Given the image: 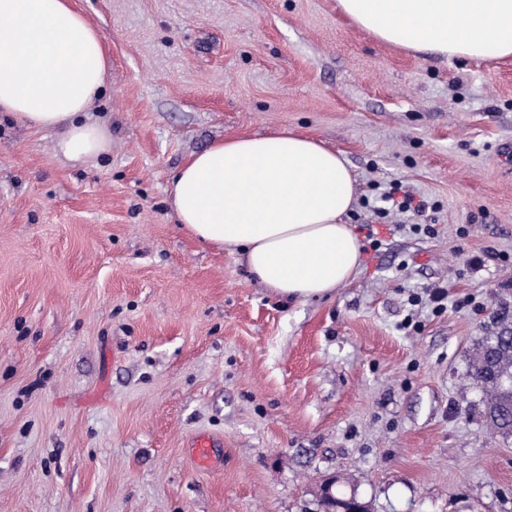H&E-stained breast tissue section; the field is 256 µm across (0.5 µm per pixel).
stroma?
Wrapping results in <instances>:
<instances>
[{
    "instance_id": "obj_1",
    "label": "stroma",
    "mask_w": 512,
    "mask_h": 512,
    "mask_svg": "<svg viewBox=\"0 0 512 512\" xmlns=\"http://www.w3.org/2000/svg\"><path fill=\"white\" fill-rule=\"evenodd\" d=\"M73 2L112 142L72 162L0 122V512H320L332 478L371 512H512V437L471 378L512 321V57L399 50L336 0ZM288 131L342 153L365 244L306 301L167 195L216 141ZM396 183L425 210L375 219Z\"/></svg>"
}]
</instances>
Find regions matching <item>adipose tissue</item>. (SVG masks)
I'll list each match as a JSON object with an SVG mask.
<instances>
[{
	"instance_id": "adipose-tissue-1",
	"label": "adipose tissue",
	"mask_w": 512,
	"mask_h": 512,
	"mask_svg": "<svg viewBox=\"0 0 512 512\" xmlns=\"http://www.w3.org/2000/svg\"><path fill=\"white\" fill-rule=\"evenodd\" d=\"M380 42L445 58L512 56V0H336ZM109 58L71 0H0V112L56 132L68 160L108 151L87 111ZM356 179L341 154L299 133L239 136L195 154L167 188L178 224L204 244L241 249L275 293L307 300L350 282L362 242L346 217Z\"/></svg>"
}]
</instances>
